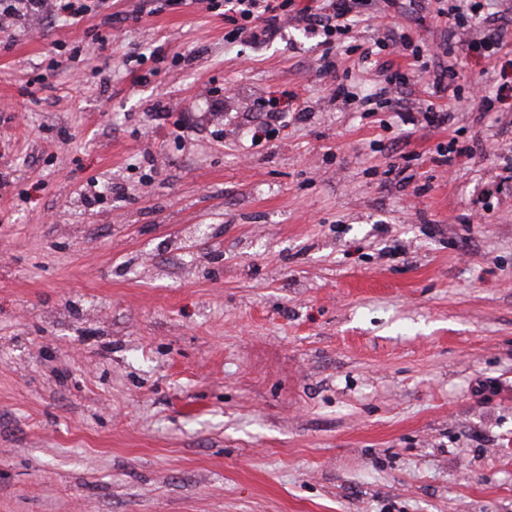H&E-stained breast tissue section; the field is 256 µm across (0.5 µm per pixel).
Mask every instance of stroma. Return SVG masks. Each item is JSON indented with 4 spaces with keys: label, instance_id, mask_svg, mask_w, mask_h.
<instances>
[{
    "label": "stroma",
    "instance_id": "1",
    "mask_svg": "<svg viewBox=\"0 0 512 512\" xmlns=\"http://www.w3.org/2000/svg\"><path fill=\"white\" fill-rule=\"evenodd\" d=\"M477 2L364 0L329 44L231 39L224 0L15 22L0 512H512V108L470 96L512 0ZM377 40L406 79L360 112Z\"/></svg>",
    "mask_w": 512,
    "mask_h": 512
}]
</instances>
